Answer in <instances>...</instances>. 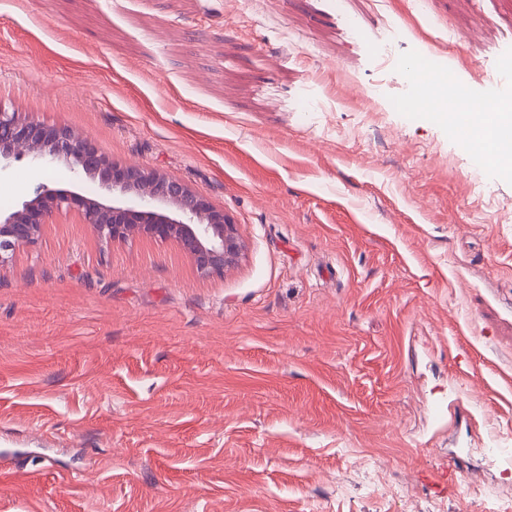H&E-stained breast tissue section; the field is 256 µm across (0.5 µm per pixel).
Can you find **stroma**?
<instances>
[{
    "instance_id": "1",
    "label": "stroma",
    "mask_w": 512,
    "mask_h": 512,
    "mask_svg": "<svg viewBox=\"0 0 512 512\" xmlns=\"http://www.w3.org/2000/svg\"><path fill=\"white\" fill-rule=\"evenodd\" d=\"M255 2L0 0V102L245 245L208 279L63 213L0 270V512H503L467 477L512 435V174L395 102L425 42L483 94L512 0ZM42 183L98 190L22 160L0 210Z\"/></svg>"
}]
</instances>
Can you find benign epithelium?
I'll return each mask as SVG.
<instances>
[{
    "label": "benign epithelium",
    "mask_w": 512,
    "mask_h": 512,
    "mask_svg": "<svg viewBox=\"0 0 512 512\" xmlns=\"http://www.w3.org/2000/svg\"><path fill=\"white\" fill-rule=\"evenodd\" d=\"M22 159L43 166L62 163L76 177L97 180L99 193L91 198L41 183L31 199L0 212V269L63 211L77 213L106 242L135 233L173 241L204 278L224 275L243 255L236 225L202 191L148 167L114 163L91 139L0 104V169Z\"/></svg>",
    "instance_id": "obj_1"
}]
</instances>
